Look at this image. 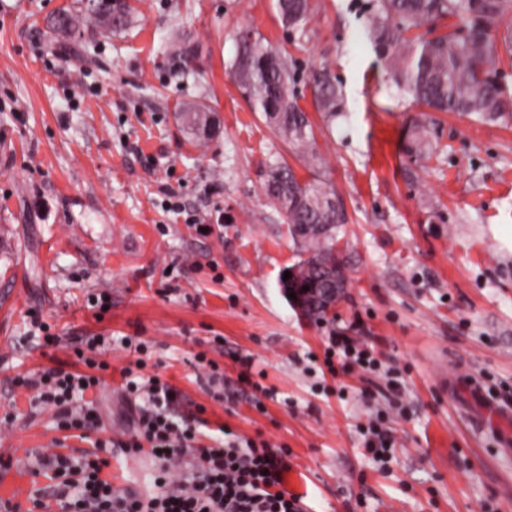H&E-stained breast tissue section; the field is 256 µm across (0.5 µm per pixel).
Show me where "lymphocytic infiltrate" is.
Wrapping results in <instances>:
<instances>
[{
  "label": "lymphocytic infiltrate",
  "instance_id": "obj_1",
  "mask_svg": "<svg viewBox=\"0 0 512 512\" xmlns=\"http://www.w3.org/2000/svg\"><path fill=\"white\" fill-rule=\"evenodd\" d=\"M106 339L88 340L90 351L85 371L57 366L41 373L33 387L39 403L50 406L62 431L87 435L99 428L100 417L84 394L97 388L105 362L92 353L104 348ZM142 361L125 367L122 374L133 407L132 428L127 438L102 440L95 454L80 457L53 452L41 464L57 482L52 498L62 501L65 512H299L296 497L282 488L288 470L285 451L273 449L263 439L238 443L222 440L198 448L193 467L180 480H172L167 464L184 456L197 428L190 419L176 416L182 394L155 376L135 377ZM139 453L149 451L161 466L154 477L155 490L143 496L132 489H116L104 470L113 447Z\"/></svg>",
  "mask_w": 512,
  "mask_h": 512
}]
</instances>
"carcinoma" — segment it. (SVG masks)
I'll return each instance as SVG.
<instances>
[{"mask_svg":"<svg viewBox=\"0 0 512 512\" xmlns=\"http://www.w3.org/2000/svg\"><path fill=\"white\" fill-rule=\"evenodd\" d=\"M507 8L508 0H377L367 28L398 90L438 112L474 114L483 121H494L508 110V103L495 75L498 45L490 24ZM276 10L286 28H303L310 20L309 0H277ZM131 11L132 7L121 0L88 5L85 15L109 29H119L128 25ZM445 16L458 18L461 26L433 39L407 37L412 30ZM51 31L66 37L75 35L79 33V17L62 11L53 18ZM234 74L266 125L304 164L314 171L321 168L323 158L310 119L289 94L294 76L288 58L247 32L241 36ZM311 85L318 111L327 120L335 118L342 111V93L332 70L325 65L314 72ZM179 119L198 141L212 137L216 131V118L203 104L184 109ZM436 147L428 126L414 122L408 152L428 158ZM263 191L284 214L289 236H294L297 224L331 225L324 235H302L297 240L300 255L317 263L302 269L305 279H315L321 272H342L336 228L345 222V213L332 186L320 177L299 182L291 166L277 158L268 163Z\"/></svg>","mask_w":512,"mask_h":512,"instance_id":"carcinoma-1","label":"carcinoma"}]
</instances>
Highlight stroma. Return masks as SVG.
I'll return each mask as SVG.
<instances>
[{"instance_id": "obj_1", "label": "stroma", "mask_w": 512, "mask_h": 512, "mask_svg": "<svg viewBox=\"0 0 512 512\" xmlns=\"http://www.w3.org/2000/svg\"><path fill=\"white\" fill-rule=\"evenodd\" d=\"M128 2L126 28L88 23L53 50L47 22L80 0H0V487L11 502L30 512L50 485L35 458L54 440L94 450L31 408L23 377L73 367L86 337L112 335L141 351L101 355L105 385L89 395L101 438L131 426L121 372L139 358L181 391L180 413L202 412L201 444L227 429L287 447L284 489L303 512H512V449L477 426L488 406L512 414V111L483 122L398 93L366 28L376 0H311L302 30L282 27L274 0ZM246 28L287 52L346 215L350 286L321 321L278 288L298 246L261 186L267 159L290 151L232 77ZM323 65L343 96L329 127L309 83ZM198 102L221 121L204 142L178 121ZM423 117L439 146L429 160L405 152ZM100 294L112 299L103 313ZM339 333L379 358L375 371L329 373ZM380 411L396 436L384 465L361 436ZM154 472L121 450L104 470L137 491Z\"/></svg>"}]
</instances>
